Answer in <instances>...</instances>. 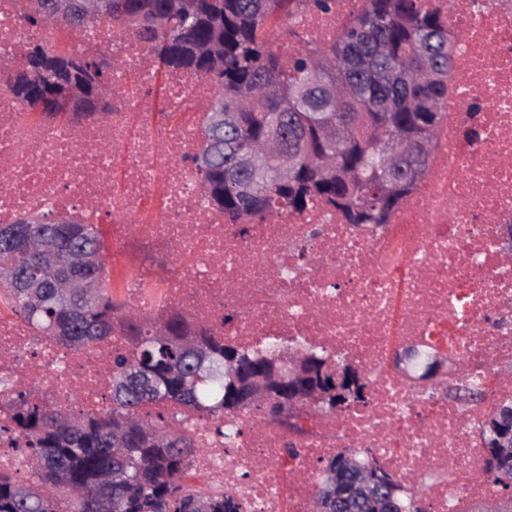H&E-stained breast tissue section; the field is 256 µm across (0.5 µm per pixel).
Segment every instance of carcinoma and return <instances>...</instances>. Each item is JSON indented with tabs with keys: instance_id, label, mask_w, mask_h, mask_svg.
<instances>
[{
	"instance_id": "obj_1",
	"label": "carcinoma",
	"mask_w": 512,
	"mask_h": 512,
	"mask_svg": "<svg viewBox=\"0 0 512 512\" xmlns=\"http://www.w3.org/2000/svg\"><path fill=\"white\" fill-rule=\"evenodd\" d=\"M335 0H112V14L84 18L80 0L68 17H52L54 0H31L22 21L70 36L105 25L127 28L150 44L153 65L208 79L216 102L238 121L222 130L201 127L200 153L191 158L197 181L208 184V204L232 219L249 221L283 210L302 212L316 202L340 210L350 224L386 223L390 213L429 169L424 144L446 118L453 45L446 21L419 0H365L364 8L336 40L311 44L287 26L301 11L328 12ZM295 37L301 46L286 60L273 50ZM113 57H82L61 41L30 48L25 67L8 73L4 85L33 116L48 93L42 115L64 111L66 84L84 89L112 80ZM282 132V149L300 155L296 167L281 173V154L257 152L265 178L240 198L234 171L240 152H256L272 130ZM395 140L408 150L398 165L387 150ZM51 237L59 255L82 247L92 257L85 275L99 286L80 288L63 300L41 285L28 295L20 276L38 267V254L24 248L20 234ZM106 267V241L98 225L54 223L44 214L36 224H0V294L36 336L81 350L121 330L130 348L112 364V408L75 417L25 398L10 405L11 420L25 436L35 480L21 483L0 472V512H240L222 494L203 495L185 479L204 448L174 417L141 414L149 404L168 402L211 417L235 416L225 405L231 383L224 379V355L231 351L246 369L263 368L275 351L261 353L224 344L201 322L181 314L163 321L130 310L112 297ZM189 336L209 354L203 367L184 359L180 339ZM179 435L181 447L164 439ZM485 471L492 482L512 489V460L486 449ZM394 512H422L417 492L393 485Z\"/></svg>"
}]
</instances>
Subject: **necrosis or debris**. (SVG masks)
<instances>
[{"label": "necrosis or debris", "instance_id": "obj_1", "mask_svg": "<svg viewBox=\"0 0 512 512\" xmlns=\"http://www.w3.org/2000/svg\"><path fill=\"white\" fill-rule=\"evenodd\" d=\"M426 2L448 14L454 37L447 117L427 175L373 231L315 204L253 219L243 233L210 208L187 162L199 123L159 126L148 81L135 96L123 93L129 67L144 65L149 52L130 33L99 26L71 43L75 53L109 48L123 61L112 71L106 118L35 125L0 94L1 224L25 212L86 219L104 208L130 307L202 320L249 349L312 347L369 375L368 406L318 413L293 436L256 411L218 421L172 403L144 408L147 417L178 418L205 450L208 483L238 497L244 512H313L316 467L340 447L370 449L407 479L448 474L424 486V512H472L496 492L475 425L512 399V382L457 407L380 371L397 347L429 336L439 350L459 351L475 380L493 362L512 361V333L490 324L512 312V264L498 246L502 226L512 225V0ZM27 4L0 0V56L15 62L30 37ZM363 4L335 0L330 12H301L288 23L326 43ZM472 127L478 140L466 135ZM128 348L119 331L88 350L34 339L0 302V408L31 389L68 413L109 411L112 361Z\"/></svg>", "mask_w": 512, "mask_h": 512}]
</instances>
